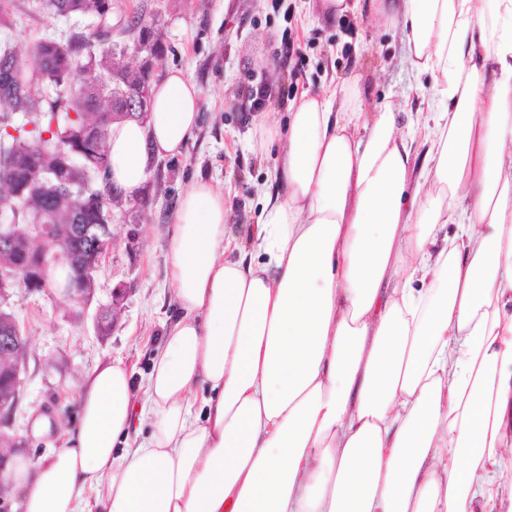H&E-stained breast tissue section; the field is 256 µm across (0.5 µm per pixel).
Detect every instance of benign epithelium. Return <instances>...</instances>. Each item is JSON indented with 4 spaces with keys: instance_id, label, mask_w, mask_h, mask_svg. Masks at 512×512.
I'll use <instances>...</instances> for the list:
<instances>
[{
    "instance_id": "benign-epithelium-1",
    "label": "benign epithelium",
    "mask_w": 512,
    "mask_h": 512,
    "mask_svg": "<svg viewBox=\"0 0 512 512\" xmlns=\"http://www.w3.org/2000/svg\"><path fill=\"white\" fill-rule=\"evenodd\" d=\"M141 62L128 69L126 88L112 98V108L120 107L126 111L138 107V119L144 121L148 113L144 112L151 94V82L146 75L153 71L155 60L151 43L144 42L140 48ZM14 225L0 226V254L22 255V258L5 267H0V297L15 282L30 284L44 274L46 267L54 263L71 268V288L67 289L68 298L76 305H85L94 293L95 275L107 255L112 239L111 225L107 218L100 224H68L60 231L53 224H37L30 236H18ZM62 234L65 245L63 250L48 258L37 256L38 263L32 264L28 257L34 253L33 242L45 236ZM126 288L119 285L112 289V305L101 308L96 327L101 335L115 328L121 301ZM23 336L14 316L0 309V426H11L23 386L22 372L25 367L26 350L22 349Z\"/></svg>"
}]
</instances>
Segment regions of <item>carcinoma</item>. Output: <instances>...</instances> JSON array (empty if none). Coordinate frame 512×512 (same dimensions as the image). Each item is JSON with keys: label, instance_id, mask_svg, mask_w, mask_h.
Masks as SVG:
<instances>
[{"label": "carcinoma", "instance_id": "carcinoma-1", "mask_svg": "<svg viewBox=\"0 0 512 512\" xmlns=\"http://www.w3.org/2000/svg\"><path fill=\"white\" fill-rule=\"evenodd\" d=\"M32 2L36 9L60 17L89 19L95 29L38 41L33 48L38 66L33 70L26 69L8 45L0 44V150L9 151L11 158L9 167L0 166V210L18 207L15 223L24 231L30 224H93L97 214H112L116 208L122 212L126 203L146 217L148 199L123 201L113 192L106 170L85 167L84 154L92 145L75 134L88 116L112 111L110 98L122 88L128 68L117 60L124 52L107 43L112 0ZM127 29L135 32L134 51L147 35L156 57L167 53L155 19L135 16ZM37 83L53 86L55 96H32ZM80 193L90 199L83 219L74 202Z\"/></svg>", "mask_w": 512, "mask_h": 512}]
</instances>
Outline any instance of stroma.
I'll use <instances>...</instances> for the list:
<instances>
[{
  "mask_svg": "<svg viewBox=\"0 0 512 512\" xmlns=\"http://www.w3.org/2000/svg\"><path fill=\"white\" fill-rule=\"evenodd\" d=\"M13 25L0 28L19 61L34 67L33 46L41 38L67 37L76 18L36 12L30 0H0V13ZM142 14L155 19L169 47L155 62L156 78L172 68L191 74L202 91L200 124L180 155L155 160L144 194L149 216L129 239L114 219L112 246L95 277L87 305H75L57 288H10L0 309L18 320L27 341L23 387L10 436L32 460L62 447L78 423L77 393L95 366L123 360L132 385L141 388L166 325L179 308L167 280V239L179 195L193 181H209L223 192L228 235L238 237L258 222L260 199L275 187L273 166L280 143L251 148L259 119L287 120V105L359 76L366 110L388 102L399 110V131L413 141L418 163L428 146L415 130L427 113L447 109L429 98L427 76L411 71L403 54L400 26L373 20L366 7L327 14L322 0H112V41L128 47L127 21ZM273 95L256 106L252 90ZM127 287L116 328L98 336L99 306L112 301L117 284ZM61 419L62 428L34 430L39 418Z\"/></svg>",
  "mask_w": 512,
  "mask_h": 512,
  "instance_id": "35a3bbf8",
  "label": "stroma"
}]
</instances>
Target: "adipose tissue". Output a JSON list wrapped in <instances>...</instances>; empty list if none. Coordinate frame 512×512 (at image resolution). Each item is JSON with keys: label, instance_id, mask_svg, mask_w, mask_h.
Listing matches in <instances>:
<instances>
[{"label": "adipose tissue", "instance_id": "adipose-tissue-1", "mask_svg": "<svg viewBox=\"0 0 512 512\" xmlns=\"http://www.w3.org/2000/svg\"><path fill=\"white\" fill-rule=\"evenodd\" d=\"M402 26L411 70L446 111L417 172L397 113L358 77L259 123L280 139L257 252L226 238L223 192L178 198L167 277L180 307L146 387L87 372L78 427L4 475L21 512H503L512 451V0H370ZM201 90L173 69L146 123H113L108 181L141 195L182 152ZM453 236H442L446 225Z\"/></svg>", "mask_w": 512, "mask_h": 512}]
</instances>
